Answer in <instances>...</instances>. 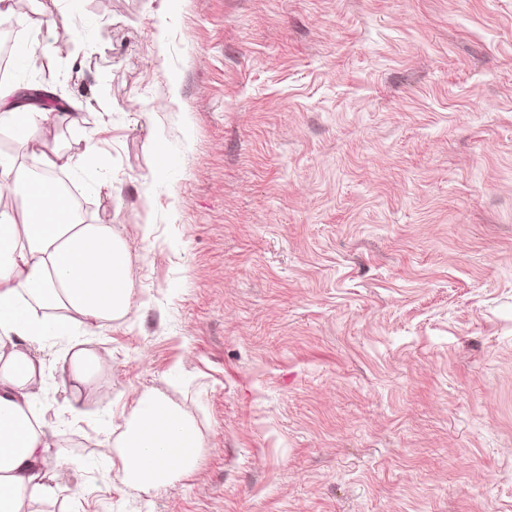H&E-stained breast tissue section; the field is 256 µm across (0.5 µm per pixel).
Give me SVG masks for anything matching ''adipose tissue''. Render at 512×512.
Listing matches in <instances>:
<instances>
[{"label": "adipose tissue", "instance_id": "1", "mask_svg": "<svg viewBox=\"0 0 512 512\" xmlns=\"http://www.w3.org/2000/svg\"><path fill=\"white\" fill-rule=\"evenodd\" d=\"M13 86L0 84V136L30 141L52 118L50 109L22 107ZM38 169L0 152V512H27L29 503L66 488L74 464L51 462V430L59 413L42 402L43 362L50 341L60 343L63 387L79 396L101 361L82 346L95 324L125 316L132 296L129 247L106 224L68 215L52 190L36 194V170L70 168L69 156L44 153ZM40 214H33L35 196ZM201 446L184 411L154 390L137 394L108 456L119 457L126 482L167 487L191 470Z\"/></svg>", "mask_w": 512, "mask_h": 512}]
</instances>
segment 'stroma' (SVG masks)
<instances>
[{"instance_id":"stroma-1","label":"stroma","mask_w":512,"mask_h":512,"mask_svg":"<svg viewBox=\"0 0 512 512\" xmlns=\"http://www.w3.org/2000/svg\"><path fill=\"white\" fill-rule=\"evenodd\" d=\"M50 18L12 80L83 121L11 150L71 157L132 305L81 419L45 353L48 512H512V0H33L17 40ZM144 389L202 439L146 492L100 455ZM41 31L31 30L27 41L18 49V58L26 72L34 73L39 68L40 58L36 47L39 45Z\"/></svg>"}]
</instances>
